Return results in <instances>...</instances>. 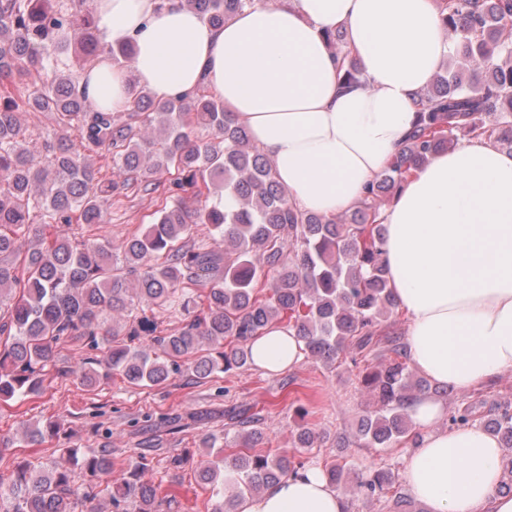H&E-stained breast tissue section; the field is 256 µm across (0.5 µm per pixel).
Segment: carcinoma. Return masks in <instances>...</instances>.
I'll return each instance as SVG.
<instances>
[{"label":"carcinoma","instance_id":"1","mask_svg":"<svg viewBox=\"0 0 512 512\" xmlns=\"http://www.w3.org/2000/svg\"><path fill=\"white\" fill-rule=\"evenodd\" d=\"M213 26L258 0H184ZM85 0H0V401L40 390L57 346L83 339L90 350L106 345L103 359L87 356L64 373L91 386L118 376L130 385H158L187 373L204 380L250 361L248 346L273 324L295 329L303 353L334 362L367 357L384 344L386 363L366 368L365 389L378 401L360 417L354 442L387 448L414 441L409 408L431 390L413 379L402 333L387 325L396 308L382 249V197L400 187L412 167L448 149L457 132L512 151V0H442L441 21L453 38L456 68L437 72L420 95L418 120L385 173L368 187L349 221L303 212L288 199L271 162L235 124L224 104L204 93L161 101L144 88L131 90L122 113L96 109L77 89L80 73L100 52L99 20ZM73 34L81 59L61 64L62 37ZM29 79L21 98L1 82ZM27 105L53 114L64 129L77 122L81 141L49 139L25 127ZM201 127L211 138H192ZM112 151L111 179L103 184L91 153ZM163 188L165 202L148 231L119 243L55 238L22 255L31 215L41 223L89 226L107 223L112 194L136 184ZM206 195L193 210L186 199ZM208 226L221 252L200 246L193 234ZM181 314L172 332L158 329L155 310ZM112 320V330L102 325ZM105 338H100V335ZM473 406L450 411V426L475 421ZM236 426L257 419L249 408L229 412ZM512 449V401L489 410L485 423ZM62 423L47 419L29 429L28 442L42 445ZM224 461L199 463L195 481L212 490V512H235L237 500L258 494L304 468L286 455L253 445ZM112 449L63 448L51 469L16 465L0 477V512H96L101 487L113 512H179V502L161 485L141 481L152 460L141 452L112 481ZM239 478L226 494L224 466ZM330 484L350 485L355 497L392 500L400 512L415 502L399 495L395 475L384 468L351 472L338 462L325 470Z\"/></svg>","mask_w":512,"mask_h":512}]
</instances>
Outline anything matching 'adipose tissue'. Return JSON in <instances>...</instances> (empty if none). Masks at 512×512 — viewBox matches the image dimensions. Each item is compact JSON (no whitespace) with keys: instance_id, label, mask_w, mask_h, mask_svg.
<instances>
[{"instance_id":"obj_1","label":"adipose tissue","mask_w":512,"mask_h":512,"mask_svg":"<svg viewBox=\"0 0 512 512\" xmlns=\"http://www.w3.org/2000/svg\"><path fill=\"white\" fill-rule=\"evenodd\" d=\"M108 43H132L129 65L104 60L79 91L125 110L132 87L161 99L206 91L223 101L272 162L298 209L356 208L416 121L415 102L449 57L439 0H261L215 27L184 0H96ZM336 29L358 66L341 78L325 40ZM385 258L407 318L412 366L466 391L512 370V152L464 137L430 158L381 212ZM301 344L275 325L250 346L254 366L291 369ZM433 398L410 408L419 442L403 478L425 512H512L497 494L503 450L486 429L444 431ZM316 468L239 499L236 512H347Z\"/></svg>"}]
</instances>
